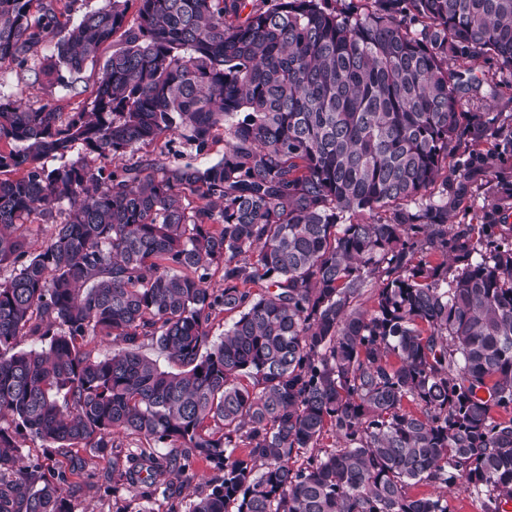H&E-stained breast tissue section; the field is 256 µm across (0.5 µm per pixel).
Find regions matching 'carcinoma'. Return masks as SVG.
<instances>
[{
  "label": "carcinoma",
  "mask_w": 512,
  "mask_h": 512,
  "mask_svg": "<svg viewBox=\"0 0 512 512\" xmlns=\"http://www.w3.org/2000/svg\"><path fill=\"white\" fill-rule=\"evenodd\" d=\"M74 2L0 0V70L120 37L89 112L0 95V512L131 488L176 512L200 461L184 512H449L451 488L507 512L512 242L449 219L448 168L512 159V114L462 111L479 78L450 68L512 71V0H109L71 27ZM221 126L213 164L127 159ZM22 431L112 469L25 464Z\"/></svg>",
  "instance_id": "obj_1"
}]
</instances>
